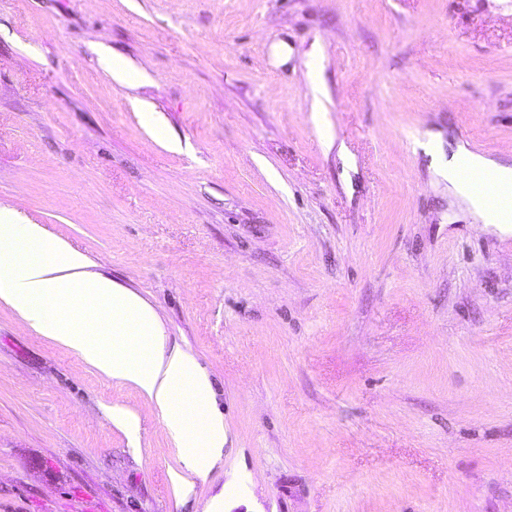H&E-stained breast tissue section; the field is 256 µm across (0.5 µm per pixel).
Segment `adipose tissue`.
Instances as JSON below:
<instances>
[{
	"mask_svg": "<svg viewBox=\"0 0 512 512\" xmlns=\"http://www.w3.org/2000/svg\"><path fill=\"white\" fill-rule=\"evenodd\" d=\"M492 173V190L512 193V166L457 150L443 163L449 190L459 169ZM0 302L42 336L77 353L103 375L138 387L166 421L186 475L205 477L224 450V423L196 362L167 348L153 309L130 290L89 272L85 256L0 208Z\"/></svg>",
	"mask_w": 512,
	"mask_h": 512,
	"instance_id": "ef3b65f1",
	"label": "adipose tissue"
}]
</instances>
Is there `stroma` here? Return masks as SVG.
<instances>
[{"instance_id": "1", "label": "stroma", "mask_w": 512, "mask_h": 512, "mask_svg": "<svg viewBox=\"0 0 512 512\" xmlns=\"http://www.w3.org/2000/svg\"><path fill=\"white\" fill-rule=\"evenodd\" d=\"M461 143L512 160V0H0V205L224 418L177 486L143 393L0 304V512H512V229ZM463 162L473 169L492 173L496 177L495 182L492 184V191L504 195H510L511 192L512 166L489 160L484 156L468 151L464 147H458L457 150L443 162V169L448 180L449 190L462 195L473 211L480 215L483 224L510 225L512 223L510 217L492 218L488 216L486 198L484 195L459 192L458 176L460 165Z\"/></svg>"}]
</instances>
